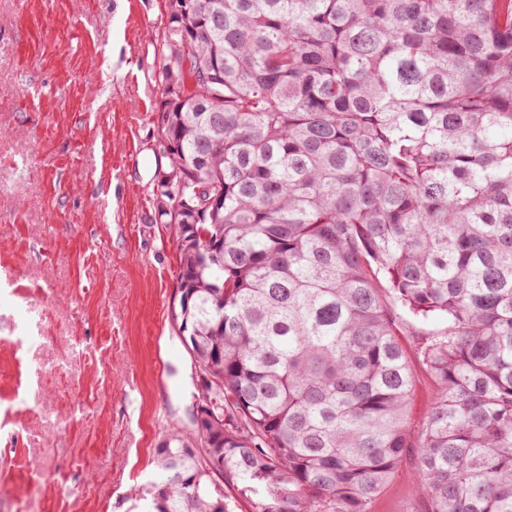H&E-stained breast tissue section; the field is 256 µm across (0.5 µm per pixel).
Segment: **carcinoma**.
<instances>
[{"label":"carcinoma","mask_w":512,"mask_h":512,"mask_svg":"<svg viewBox=\"0 0 512 512\" xmlns=\"http://www.w3.org/2000/svg\"><path fill=\"white\" fill-rule=\"evenodd\" d=\"M165 2L155 221L215 383L154 512H227L211 469L253 512H371L411 450L427 512H512V0ZM392 303L446 323L416 442Z\"/></svg>","instance_id":"obj_1"}]
</instances>
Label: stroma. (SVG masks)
<instances>
[{
    "label": "stroma",
    "instance_id": "1",
    "mask_svg": "<svg viewBox=\"0 0 512 512\" xmlns=\"http://www.w3.org/2000/svg\"><path fill=\"white\" fill-rule=\"evenodd\" d=\"M165 0H0V512H148L195 361L155 221ZM421 437L436 392L414 365ZM407 457L372 512H425Z\"/></svg>",
    "mask_w": 512,
    "mask_h": 512
}]
</instances>
